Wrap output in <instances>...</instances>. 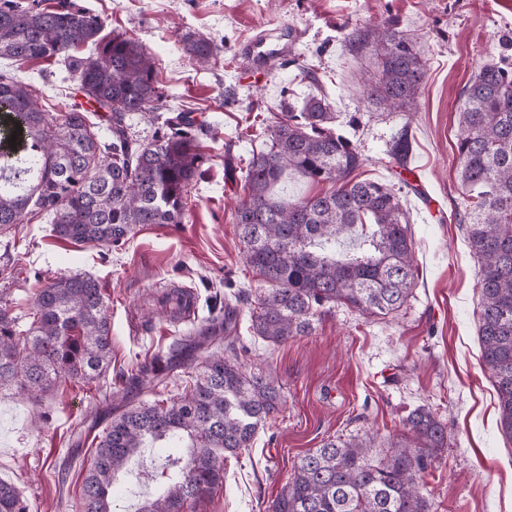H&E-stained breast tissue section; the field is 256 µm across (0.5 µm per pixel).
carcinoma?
<instances>
[{"label":"carcinoma","mask_w":512,"mask_h":512,"mask_svg":"<svg viewBox=\"0 0 512 512\" xmlns=\"http://www.w3.org/2000/svg\"><path fill=\"white\" fill-rule=\"evenodd\" d=\"M104 29L103 18L73 4L0 0V59L63 60L94 111L105 113L109 132L100 138L77 104L44 111L30 85L0 70V233L38 211L51 216L62 240L119 247L144 224L181 223L203 165L206 126L187 112L164 116L154 57ZM181 45L202 65L215 58L207 38L184 37ZM345 45L374 55L368 100L388 112L410 109L426 73L416 41L384 25L348 32ZM134 112L157 123L152 141L129 134ZM335 123L322 94L267 125L270 148L249 161L248 195L235 207L246 263L268 284L251 302L253 333L273 345L310 335L330 304L392 319L418 278L400 189L358 179L366 158ZM456 148L464 238L480 262L482 362L494 379L500 431L512 440V70L505 64H483L463 86ZM409 150L404 133L389 154L404 169ZM289 170L330 189L279 200L271 189ZM34 307V320L21 329L0 306V390L15 387L41 406L58 383H90L107 370L112 329L102 288L86 273L47 283ZM226 350L236 353L235 337H225L179 399L112 418L83 482L81 512H114L118 474L157 443L185 452L166 459L156 493L135 512H184L223 483L224 459L252 447L282 404L274 379L246 373ZM405 428L381 455L358 439L308 451L269 512H429L420 473L448 447L447 428L424 406ZM0 512H26L17 489L1 479Z\"/></svg>","instance_id":"obj_1"}]
</instances>
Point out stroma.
<instances>
[{
  "instance_id": "obj_1",
  "label": "stroma",
  "mask_w": 512,
  "mask_h": 512,
  "mask_svg": "<svg viewBox=\"0 0 512 512\" xmlns=\"http://www.w3.org/2000/svg\"><path fill=\"white\" fill-rule=\"evenodd\" d=\"M106 18L107 30L141 43L157 62L172 110L212 128L182 223L149 224L124 246L101 248L57 238L43 213L0 234V302L28 325L39 288L58 276L96 277L109 304L112 363L91 383L69 382L48 397V417L13 389L0 392V479L13 483L27 512H80L83 477L111 419L140 403H166L186 392L223 340L214 317L234 310L232 334L248 372L273 375L279 412L251 448L224 462V483L196 512H268L295 464L310 449L341 437L385 450L403 421L427 406L446 424L448 446L421 478L430 512H512V444L498 431V398L480 359L478 265L458 221L456 139L461 90L488 62L512 63V0H73ZM413 33L425 83L406 112H386L363 95L348 30L376 23ZM280 31L291 57L316 70L312 84L288 62L267 72L247 66L243 49ZM209 38L215 60L200 66L177 42ZM56 112L83 97L58 62H8ZM327 96L336 129L367 162L361 178L397 182L388 150L401 128L424 195L403 188L418 279L399 315L383 321L337 305L311 335L281 345L254 336L250 308L234 298L264 286L243 254L234 206L247 194L246 166L266 150L270 117ZM148 369L145 389L127 383Z\"/></svg>"
}]
</instances>
